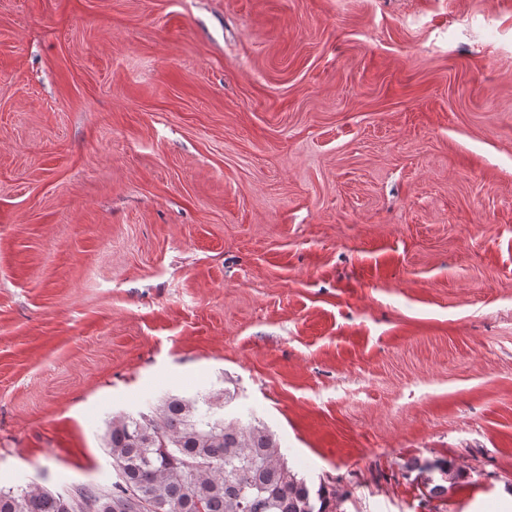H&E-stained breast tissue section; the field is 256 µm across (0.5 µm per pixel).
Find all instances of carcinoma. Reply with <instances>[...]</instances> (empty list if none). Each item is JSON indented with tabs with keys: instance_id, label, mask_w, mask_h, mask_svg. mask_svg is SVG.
<instances>
[{
	"instance_id": "obj_1",
	"label": "carcinoma",
	"mask_w": 512,
	"mask_h": 512,
	"mask_svg": "<svg viewBox=\"0 0 512 512\" xmlns=\"http://www.w3.org/2000/svg\"><path fill=\"white\" fill-rule=\"evenodd\" d=\"M217 409L206 396L171 395L136 417H115L106 435L111 486L0 489V512H336V494L312 491L253 414ZM419 470L432 498L459 479L446 464Z\"/></svg>"
}]
</instances>
